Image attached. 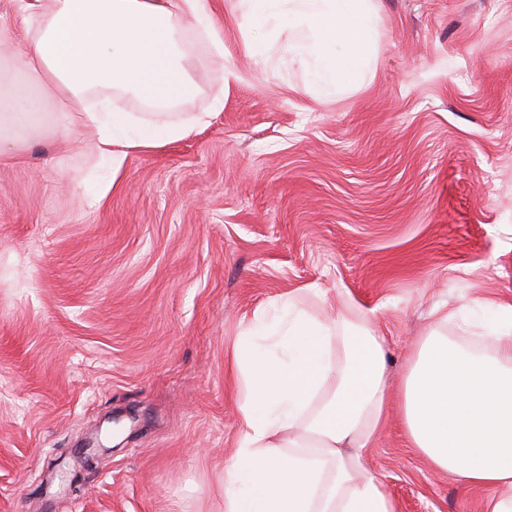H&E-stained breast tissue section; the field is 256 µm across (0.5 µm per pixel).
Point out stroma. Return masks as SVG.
Wrapping results in <instances>:
<instances>
[{"label": "stroma", "mask_w": 512, "mask_h": 512, "mask_svg": "<svg viewBox=\"0 0 512 512\" xmlns=\"http://www.w3.org/2000/svg\"><path fill=\"white\" fill-rule=\"evenodd\" d=\"M204 6L224 49L183 32L195 89L171 118L206 125L114 178L75 128L0 161V512H224L233 350L287 297L367 316L395 386L432 307L467 345L512 303V0H368L369 67L330 89L317 48L287 49L306 28ZM364 455L397 512L487 495L433 472L396 412Z\"/></svg>", "instance_id": "1"}]
</instances>
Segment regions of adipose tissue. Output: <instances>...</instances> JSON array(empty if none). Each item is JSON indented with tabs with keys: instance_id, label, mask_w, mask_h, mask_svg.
Masks as SVG:
<instances>
[{
	"instance_id": "obj_1",
	"label": "adipose tissue",
	"mask_w": 512,
	"mask_h": 512,
	"mask_svg": "<svg viewBox=\"0 0 512 512\" xmlns=\"http://www.w3.org/2000/svg\"><path fill=\"white\" fill-rule=\"evenodd\" d=\"M0 14L24 48L23 86L0 82V159L23 149L40 101L83 102L79 114L55 113L64 130L80 125L86 142L120 171L130 153L188 137L205 115L168 120L167 108L193 93L180 40L200 30L223 49L203 0H9ZM259 16L304 18L320 47L340 46L318 79L351 78L369 64L373 19L367 0H251ZM120 90L151 103L152 119L88 105ZM490 348L448 340V318L416 344L400 384L399 406L411 447L438 472L467 488L490 490L482 512H512V304L494 303ZM266 332L267 355L236 346L245 383L242 428L224 473V512H397L365 468L363 448L380 433L390 402L386 351L368 323H327L285 305Z\"/></svg>"
}]
</instances>
